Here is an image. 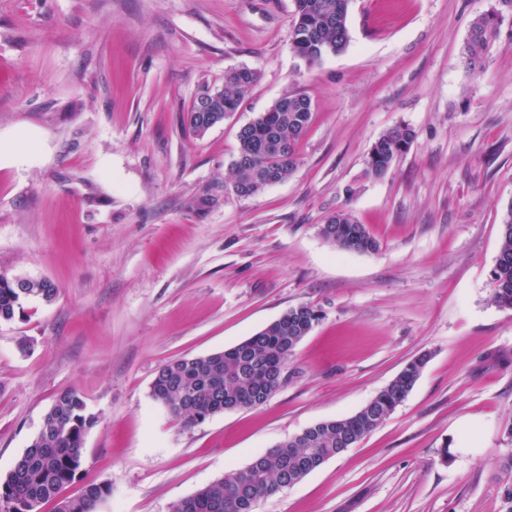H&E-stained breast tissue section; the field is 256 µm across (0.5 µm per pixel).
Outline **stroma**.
<instances>
[{
  "instance_id": "1",
  "label": "stroma",
  "mask_w": 512,
  "mask_h": 512,
  "mask_svg": "<svg viewBox=\"0 0 512 512\" xmlns=\"http://www.w3.org/2000/svg\"><path fill=\"white\" fill-rule=\"evenodd\" d=\"M294 0H0V273L47 277L53 303L0 323V473L72 389L97 418L72 486L98 512L179 500L328 419L348 417L415 356L408 397L357 445L256 512H512V311L490 272L512 203V0H352L350 41L308 65ZM494 13L479 71L463 47ZM260 79L198 136L182 124L225 71ZM286 94L312 124L285 181L224 188L241 127ZM416 132L380 179L387 129ZM210 194L214 204L199 200ZM350 211L378 242L341 251L319 227ZM309 304L322 321L261 407L185 428L150 395L157 369L229 348Z\"/></svg>"
}]
</instances>
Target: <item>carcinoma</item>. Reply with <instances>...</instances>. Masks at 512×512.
Masks as SVG:
<instances>
[{"instance_id": "obj_1", "label": "carcinoma", "mask_w": 512, "mask_h": 512, "mask_svg": "<svg viewBox=\"0 0 512 512\" xmlns=\"http://www.w3.org/2000/svg\"><path fill=\"white\" fill-rule=\"evenodd\" d=\"M292 49L314 65L328 55L343 52L349 43L347 18L350 0H294ZM496 18L484 15L471 25L464 54L471 67L481 65L496 36ZM259 73L249 67L224 74V88H204L183 116L195 133L203 134L238 110L252 91ZM313 112L310 98L285 95L238 132L237 152L229 165L225 187L239 197H251L282 182L297 167L298 146L308 130ZM415 139L406 124L383 133L372 145L367 173L384 176ZM320 236L341 250L371 253L377 242L365 225L349 212L330 216L319 228ZM491 302L512 310V203L504 211L501 244L491 270ZM59 287L43 279L36 288L21 292L12 279L0 274V322L24 312L30 299L53 302ZM322 320L319 309L300 304L262 330L224 350L180 357L161 365L150 386L151 397L177 417L195 427L224 411L258 408L279 390L274 375L287 368L298 345ZM429 354L410 360L403 369L358 412L349 417L318 422L288 441L255 457L244 468L226 474L173 506V512H250L258 503L297 482L326 461L347 450V442L362 438L381 426L413 390ZM96 423L86 413L75 390L60 393L45 414L42 427L12 468L0 475V498L24 505L54 503V512H96L111 489L90 484L77 496L64 490L85 462V436Z\"/></svg>"}]
</instances>
